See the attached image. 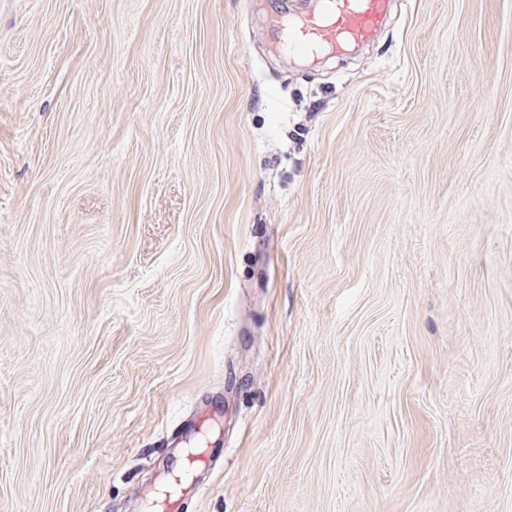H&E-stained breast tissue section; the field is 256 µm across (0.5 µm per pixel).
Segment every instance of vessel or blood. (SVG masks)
Instances as JSON below:
<instances>
[{"mask_svg":"<svg viewBox=\"0 0 512 512\" xmlns=\"http://www.w3.org/2000/svg\"><path fill=\"white\" fill-rule=\"evenodd\" d=\"M391 0H316L304 14L285 17L276 24V39L282 53L314 57L367 38L387 13ZM192 444L178 442V477L164 482L158 491L164 504H171L189 488Z\"/></svg>","mask_w":512,"mask_h":512,"instance_id":"obj_1","label":"vessel or blood"}]
</instances>
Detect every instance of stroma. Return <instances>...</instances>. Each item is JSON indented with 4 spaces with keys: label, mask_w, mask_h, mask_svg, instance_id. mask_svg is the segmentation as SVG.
I'll list each match as a JSON object with an SVG mask.
<instances>
[{
    "label": "stroma",
    "mask_w": 512,
    "mask_h": 512,
    "mask_svg": "<svg viewBox=\"0 0 512 512\" xmlns=\"http://www.w3.org/2000/svg\"><path fill=\"white\" fill-rule=\"evenodd\" d=\"M0 0V512H512V0ZM391 0H316L304 14L277 21L282 53L314 57L367 38L387 13ZM192 440L181 441L174 445V448H177L174 453L178 458V469L179 475L173 478V480H169L164 482L158 491L157 496L162 498V502L166 505H169L177 500L181 495H184V492L189 488V494L194 492L198 484L195 486H190V481L187 479V473L191 469L190 465L192 461L190 460L192 447Z\"/></svg>",
    "instance_id": "stroma-1"
}]
</instances>
